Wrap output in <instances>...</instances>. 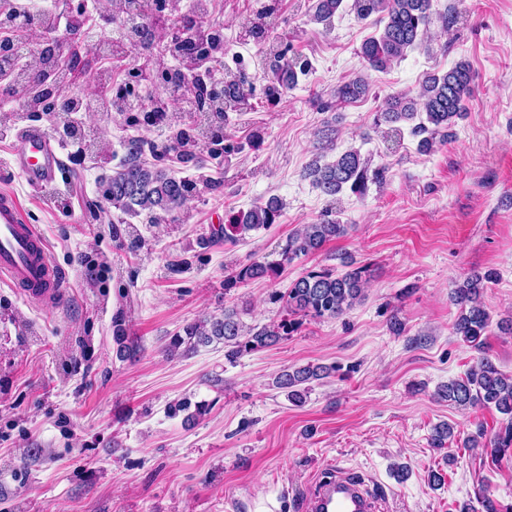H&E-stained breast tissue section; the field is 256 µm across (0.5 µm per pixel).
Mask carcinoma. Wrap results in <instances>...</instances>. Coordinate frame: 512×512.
<instances>
[{"label": "carcinoma", "instance_id": "carcinoma-1", "mask_svg": "<svg viewBox=\"0 0 512 512\" xmlns=\"http://www.w3.org/2000/svg\"><path fill=\"white\" fill-rule=\"evenodd\" d=\"M140 3L147 21H164L171 30L168 51L183 60V64L194 69L210 67L222 50L224 38L208 27L185 21L177 13L173 0H163L164 6L154 11L151 0H118L114 3L117 12L130 8L132 3ZM431 0H352L350 9L359 18L378 15L382 29L367 38L360 49L362 60L374 70H385L404 56L405 51L422 40L427 33L430 19ZM344 8V0H316L314 17L319 22H329ZM30 28L48 33L53 29L54 19L48 10L28 12ZM263 19H249L242 25L241 35L245 39L264 38ZM59 51L56 55L36 51L35 59L17 68L7 86L9 98L22 101L29 112L45 116L52 132L80 144L83 150L95 155L102 167L112 162L108 145L97 139H86L78 128L70 123L73 112H118L122 100L130 91V84L112 86V74L105 72L106 81L102 86L87 94L68 99L58 105L55 99L44 95L42 86L47 82L60 85L69 71L59 65L64 47L70 43L68 37L57 39ZM268 68L277 82L292 85L298 74L305 73L307 65H297L286 59L285 52L271 46L267 52ZM180 72L176 69H163L156 77L173 88L182 97L185 106L179 110L172 108L170 99L157 100L151 110L140 112L129 120V125L142 128L149 123L160 122L171 131L173 147L182 151V156L195 162L199 169L205 168V161L195 157V150L208 141L221 147L224 154H231L237 146L230 143L227 133V119L230 112L247 110L245 75L229 74L224 77V92L213 93L207 89L203 94L187 95L181 92ZM366 93V84L361 78L353 79L338 87L337 96L343 102L358 100ZM471 94L470 67L460 62L443 74H430L422 82L413 97L394 100L384 119L389 122L412 120L417 114L425 115V120L411 129L414 135L427 134L440 136L446 140L452 137L455 119L465 109V99ZM23 119L19 112L0 111V137L13 134L16 125ZM309 176L321 192L334 197L348 189L362 195L368 183H377L382 178L380 170H369L368 164L356 150L340 153L336 160L324 166L315 165L309 169ZM108 182L112 183V207L122 213L138 217L145 213L151 223L165 222L178 224L185 214L188 197L198 191V182L188 178H177L145 160V141L141 137H131L126 143V155L112 171ZM280 215V205L276 199L264 205H256L247 211L232 216L228 224L211 228L209 234L201 237L207 244L220 242L233 244L238 234L266 229L275 223ZM346 225L327 216L311 223L300 225L282 246L277 261L254 260L238 265L224 280V287L233 288L251 280L275 278L283 265L301 256L319 251L327 242L346 234ZM112 235L119 245L130 248L140 247L142 240L132 225L121 229L112 228ZM338 275L331 268L309 270L296 279L283 294H273V299L285 304L286 317L279 322L262 326H245L239 312L234 307L224 308L219 316L194 321L185 325L182 332L173 336L170 350L180 347L194 350L213 342H222L226 348L225 357L233 362L245 353L276 343L279 339L297 331L302 320L337 318L352 308L362 297L366 268L352 267ZM493 280V272L471 273L453 289L451 301L458 307L453 323V332L462 337L477 350L482 349L483 336L490 326V314L482 297L486 284ZM114 340L117 354L121 358H131L135 350L127 343L123 325H114ZM330 368L306 365L292 370H284L275 378L279 389L287 390L288 400L298 405L303 403L305 390L301 385L328 377ZM438 395L463 409L473 407H495L500 413L509 416L505 431L490 441V454L497 456L512 447V374L498 369L488 358H481L465 376L452 380L439 389Z\"/></svg>", "mask_w": 512, "mask_h": 512}]
</instances>
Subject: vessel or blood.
<instances>
[{
	"label": "vessel or blood",
	"instance_id": "obj_1",
	"mask_svg": "<svg viewBox=\"0 0 512 512\" xmlns=\"http://www.w3.org/2000/svg\"><path fill=\"white\" fill-rule=\"evenodd\" d=\"M15 139L18 147L12 163L30 187H45L63 173V150L46 128L22 124L15 130ZM0 280L20 288L27 300L43 307L55 302L61 288L59 274L47 258L45 238L8 190L0 191ZM380 507L379 497L345 475L318 481L306 503L307 512H379Z\"/></svg>",
	"mask_w": 512,
	"mask_h": 512
}]
</instances>
